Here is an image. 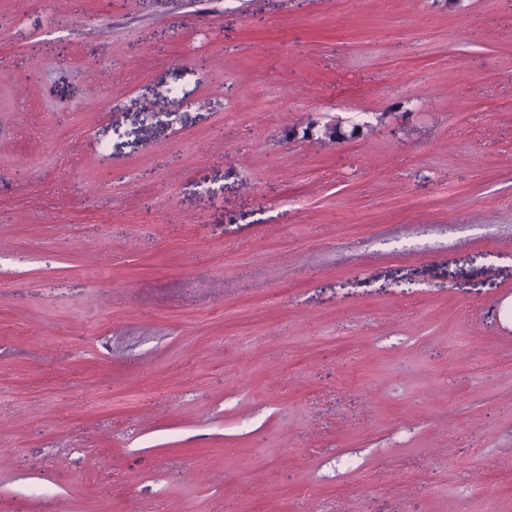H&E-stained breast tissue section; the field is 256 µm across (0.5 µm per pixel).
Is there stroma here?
Returning a JSON list of instances; mask_svg holds the SVG:
<instances>
[{"mask_svg": "<svg viewBox=\"0 0 512 512\" xmlns=\"http://www.w3.org/2000/svg\"><path fill=\"white\" fill-rule=\"evenodd\" d=\"M0 512H512V0H0Z\"/></svg>", "mask_w": 512, "mask_h": 512, "instance_id": "1", "label": "stroma"}]
</instances>
